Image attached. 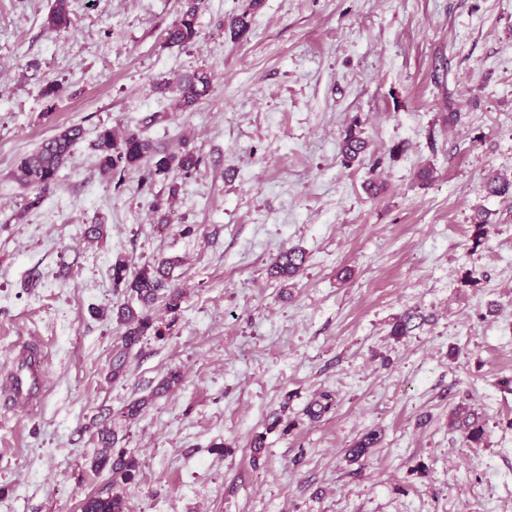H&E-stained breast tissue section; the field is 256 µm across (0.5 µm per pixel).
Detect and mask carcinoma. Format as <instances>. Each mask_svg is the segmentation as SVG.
<instances>
[{
	"label": "carcinoma",
	"mask_w": 512,
	"mask_h": 512,
	"mask_svg": "<svg viewBox=\"0 0 512 512\" xmlns=\"http://www.w3.org/2000/svg\"><path fill=\"white\" fill-rule=\"evenodd\" d=\"M200 0H187L180 17L165 31V42L170 46H187L197 36V14ZM73 19L69 0H54L48 15V25L53 29H68ZM178 106L188 111L210 94L211 75L205 69L171 84ZM85 137L84 129L73 124L43 140L34 151L21 159L14 172L15 180L24 187L36 189L39 196L31 202L37 206L55 183L58 171L72 159L74 147ZM97 166L102 175L109 178L123 177L125 172L138 169L146 159L153 161L149 175H167L180 172L188 175L199 165L196 154L187 149L177 153H158L149 140L137 132L127 131L119 136L110 127L101 128L93 141ZM367 150V141L354 130H349L343 139L342 152L349 161L356 160ZM304 251L288 248L281 251L270 266L275 277L290 278L306 263ZM178 260L163 258L154 263L131 270L125 258L112 260L110 271L116 288L127 297L116 306L115 321L120 330L119 343L114 347L110 376L115 379L123 373L125 363L144 336L160 334L153 317L154 306L165 303L166 309L180 308L183 292L170 287V280ZM100 448L90 460L91 471L108 472L112 486L125 485L135 480L138 473L137 460L122 450L115 449L117 434L105 427L96 430ZM81 512H128L124 496L114 492L104 497L88 495L81 501Z\"/></svg>",
	"instance_id": "carcinoma-1"
}]
</instances>
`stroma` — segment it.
<instances>
[{
  "mask_svg": "<svg viewBox=\"0 0 512 512\" xmlns=\"http://www.w3.org/2000/svg\"><path fill=\"white\" fill-rule=\"evenodd\" d=\"M250 2L202 0L195 42L170 47L184 0H71L61 30L53 0H0V376L25 342L46 371L37 405L0 407V512L110 491L95 420L141 464L135 512H512V190L487 187L512 181V0ZM200 68L210 95L177 111L165 81ZM72 124L85 138L31 207L16 166ZM104 126L199 167L103 177ZM351 129L369 149L348 162ZM291 247L303 271L270 277ZM119 255L182 258L184 298L112 380Z\"/></svg>",
  "mask_w": 512,
  "mask_h": 512,
  "instance_id": "35a3bbf8",
  "label": "stroma"
}]
</instances>
